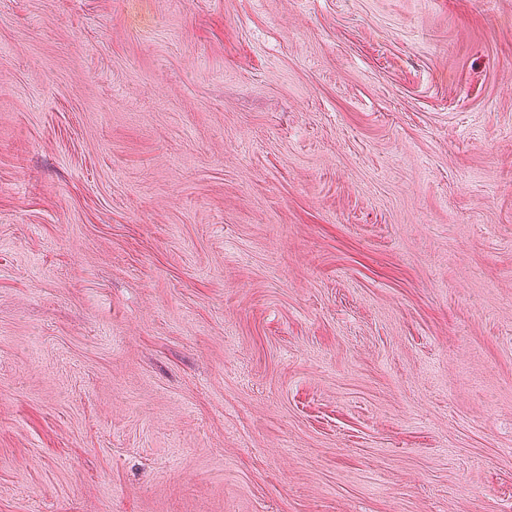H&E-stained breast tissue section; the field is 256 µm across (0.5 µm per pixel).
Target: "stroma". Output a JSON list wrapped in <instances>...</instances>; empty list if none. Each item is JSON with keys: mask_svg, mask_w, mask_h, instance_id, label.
<instances>
[{"mask_svg": "<svg viewBox=\"0 0 512 512\" xmlns=\"http://www.w3.org/2000/svg\"><path fill=\"white\" fill-rule=\"evenodd\" d=\"M0 512H512V0H0Z\"/></svg>", "mask_w": 512, "mask_h": 512, "instance_id": "stroma-1", "label": "stroma"}]
</instances>
